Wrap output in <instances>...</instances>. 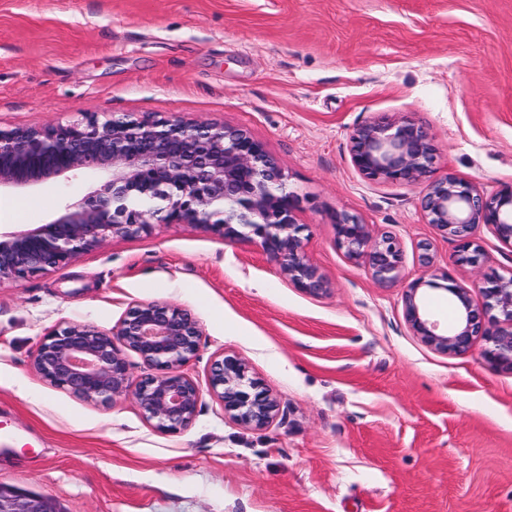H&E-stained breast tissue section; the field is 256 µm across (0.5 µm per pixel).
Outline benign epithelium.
<instances>
[{"mask_svg": "<svg viewBox=\"0 0 512 512\" xmlns=\"http://www.w3.org/2000/svg\"><path fill=\"white\" fill-rule=\"evenodd\" d=\"M350 156L368 181L413 185L428 179L419 205L427 223L456 243L454 261L478 268L483 250L475 238L481 224L512 246V183L492 195L452 173L430 177L436 148L416 123L388 116L356 128ZM76 172L99 175L97 186L65 205L46 224L0 231V282L66 265L109 238H132L155 222L187 224L226 242L247 238L280 261L295 287L313 296L329 283L307 258L292 196L266 145L244 129L209 122L144 116L81 121L43 129L0 128V189L24 190ZM335 242L345 256L367 267L380 284L401 279L402 248L390 232L373 235L370 225L347 212L336 214ZM424 276L404 293L405 319L421 339L444 353L468 351L486 342L480 357L493 371L512 373V276L484 273L470 289L448 276L442 289L457 309L453 327L433 318L424 287L432 271L427 242L418 244ZM201 331L186 309L165 300L131 306L106 332L65 322L45 333L34 370L51 385L87 401L106 403L133 395L146 421L177 432L195 420L202 399L184 371L195 356ZM135 352L148 372L133 379L125 351ZM210 391L224 414L245 426L267 427L278 401L235 356L214 360ZM51 499L0 484V512H54Z\"/></svg>", "mask_w": 512, "mask_h": 512, "instance_id": "benign-epithelium-1", "label": "benign epithelium"}]
</instances>
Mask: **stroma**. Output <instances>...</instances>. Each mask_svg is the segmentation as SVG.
I'll return each instance as SVG.
<instances>
[{"label": "stroma", "instance_id": "1", "mask_svg": "<svg viewBox=\"0 0 512 512\" xmlns=\"http://www.w3.org/2000/svg\"><path fill=\"white\" fill-rule=\"evenodd\" d=\"M87 114L264 141L330 289L309 295L253 242L184 224L0 283V484L59 512H512V374L483 365V340L446 354L404 315L417 242L436 273L464 287L476 274L426 223L418 188L365 180L349 151L357 127L402 116L431 133L436 175L487 193L512 182V0H0V127ZM91 181L0 193V228L52 220ZM340 211L399 238L401 282L337 248ZM153 300L201 330L188 428L160 432L132 397L90 402L34 371L55 326L108 330ZM222 355L279 401L266 429L209 393Z\"/></svg>", "mask_w": 512, "mask_h": 512}]
</instances>
